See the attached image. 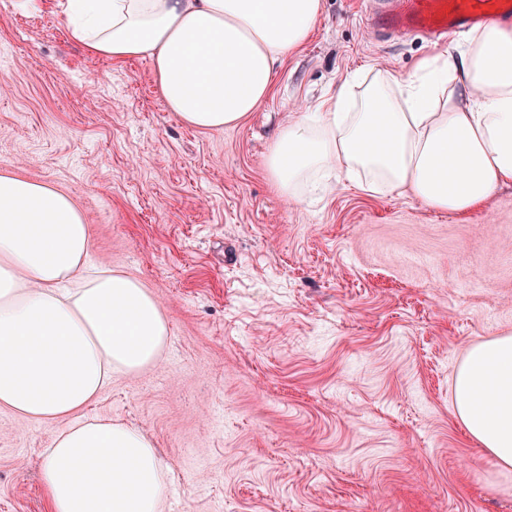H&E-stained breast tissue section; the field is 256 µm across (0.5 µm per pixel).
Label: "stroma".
<instances>
[{
	"instance_id": "obj_1",
	"label": "stroma",
	"mask_w": 512,
	"mask_h": 512,
	"mask_svg": "<svg viewBox=\"0 0 512 512\" xmlns=\"http://www.w3.org/2000/svg\"><path fill=\"white\" fill-rule=\"evenodd\" d=\"M65 0H0V174L70 196L91 260L160 302L162 358L80 418L153 441L161 512H512V475L454 411L473 346L512 333V183L466 213L340 178L288 203L266 156L354 73L411 76L455 48L375 40L368 0H322L239 125L183 126L152 64L88 55ZM58 426L0 410V512H52Z\"/></svg>"
}]
</instances>
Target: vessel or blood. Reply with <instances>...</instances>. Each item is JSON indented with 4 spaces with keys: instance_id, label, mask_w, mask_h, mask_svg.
<instances>
[{
    "instance_id": "1",
    "label": "vessel or blood",
    "mask_w": 512,
    "mask_h": 512,
    "mask_svg": "<svg viewBox=\"0 0 512 512\" xmlns=\"http://www.w3.org/2000/svg\"><path fill=\"white\" fill-rule=\"evenodd\" d=\"M373 4L370 28L414 33L441 43L478 25L512 21V0H373Z\"/></svg>"
}]
</instances>
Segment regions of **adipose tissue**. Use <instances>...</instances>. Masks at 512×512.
Returning a JSON list of instances; mask_svg holds the SVG:
<instances>
[{
	"label": "adipose tissue",
	"mask_w": 512,
	"mask_h": 512,
	"mask_svg": "<svg viewBox=\"0 0 512 512\" xmlns=\"http://www.w3.org/2000/svg\"><path fill=\"white\" fill-rule=\"evenodd\" d=\"M68 35L95 56L149 58L156 90L184 125L237 126L263 101L276 63L310 35L321 0H67ZM459 63L439 55L414 79L379 74L313 120L281 126L267 171L281 197L343 171L369 191L460 213L512 182V28L468 33ZM474 97L460 105L457 83ZM84 216L47 185L0 175V409L61 428L41 482L52 512H160L164 465L142 431L68 417L113 374L159 361L168 333L158 300L126 274L89 265ZM469 439L512 472V336L474 346L455 378Z\"/></svg>",
	"instance_id": "1"
}]
</instances>
